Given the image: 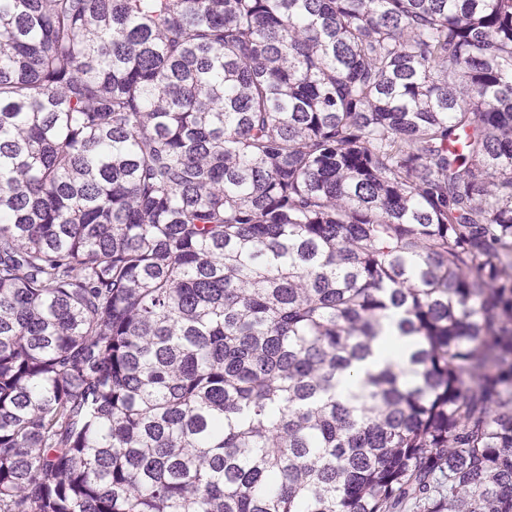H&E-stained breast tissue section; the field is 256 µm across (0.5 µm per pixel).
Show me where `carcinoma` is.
I'll return each mask as SVG.
<instances>
[{
  "mask_svg": "<svg viewBox=\"0 0 512 512\" xmlns=\"http://www.w3.org/2000/svg\"><path fill=\"white\" fill-rule=\"evenodd\" d=\"M408 508L512 512V0H0V512ZM384 332L388 334L387 336H383V339L380 340L374 347V356L372 358L367 359L361 364L362 369H373L376 370L380 366H382L386 362H392L395 365L403 366L404 359L403 354L401 355H392L390 354L384 347V340L387 339H395L402 345L404 344V340L398 339L395 336L396 331L391 321H388L384 325ZM391 334H394L393 336Z\"/></svg>",
  "mask_w": 512,
  "mask_h": 512,
  "instance_id": "1",
  "label": "carcinoma"
}]
</instances>
